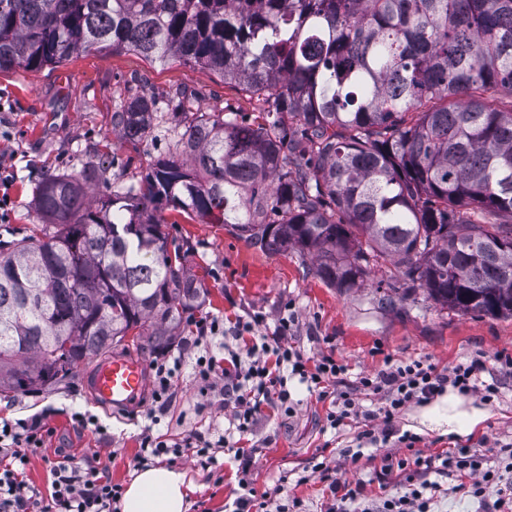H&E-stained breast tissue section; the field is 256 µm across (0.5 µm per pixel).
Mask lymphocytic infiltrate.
Instances as JSON below:
<instances>
[{"label":"lymphocytic infiltrate","instance_id":"f902f5d3","mask_svg":"<svg viewBox=\"0 0 512 512\" xmlns=\"http://www.w3.org/2000/svg\"><path fill=\"white\" fill-rule=\"evenodd\" d=\"M288 329L287 319H280L272 335L262 337L243 351L236 342L244 334L252 333L251 323L238 321L228 327L223 319L213 317L197 327L194 344L199 353L192 364L194 377L202 386H221L224 406L230 411L229 423L239 439L252 434L264 404L276 400L288 405L289 384L295 380L305 384L317 401L327 403L326 421L331 429L344 431L351 422L360 419L368 427L358 437L371 442H385L393 436V423L408 404L429 402L446 388L479 396L489 404L500 397L497 382L484 380L485 362L478 357L447 372L420 361L391 364L376 374L356 377L352 391L333 396L329 388L346 373V366L330 353L309 360L289 343ZM182 367L183 361L178 356L152 363L153 388L147 411L150 420H157L167 411L176 395ZM358 392L368 396L380 394L384 400L362 409L354 399ZM47 434V417L43 414L0 425V457L9 461L8 466L0 469V512H112L122 489L105 480L94 464L66 457L52 462V481L47 491H39L27 483L25 466L31 456L44 452ZM397 438L414 451L412 457L398 463L410 489L398 497L382 498L375 509L363 505L360 486L335 478L326 461L311 459L307 473L329 483L336 495L329 512H431V498L440 494L438 479L442 476L457 478L459 490L475 498L483 499L492 493L505 495L498 466L483 463L473 449L460 447L425 456L415 449L417 435L406 433ZM140 448L139 458L143 461L188 451L206 466L218 465L217 446L198 433L180 444L148 428L142 434ZM255 454L252 447L234 450L240 493L233 512H289L288 505L280 504L272 510L267 501L257 498L251 482ZM428 472L437 474V481L415 485L416 476Z\"/></svg>","mask_w":512,"mask_h":512}]
</instances>
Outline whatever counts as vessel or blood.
<instances>
[{"instance_id":"b4317fda","label":"vessel or blood","mask_w":512,"mask_h":512,"mask_svg":"<svg viewBox=\"0 0 512 512\" xmlns=\"http://www.w3.org/2000/svg\"><path fill=\"white\" fill-rule=\"evenodd\" d=\"M89 384L99 400L121 408L140 398L147 380L141 362L115 354L91 367Z\"/></svg>"}]
</instances>
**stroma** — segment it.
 <instances>
[{
  "label": "stroma",
  "mask_w": 512,
  "mask_h": 512,
  "mask_svg": "<svg viewBox=\"0 0 512 512\" xmlns=\"http://www.w3.org/2000/svg\"><path fill=\"white\" fill-rule=\"evenodd\" d=\"M164 97L181 90L184 110L220 112L229 108L250 120L261 102L227 83L212 71L176 60L152 62L132 52H89L57 67L40 70L16 68L0 73V150L11 155L14 174L8 189L10 215L0 222V247L32 235L39 225L35 193L49 175L78 173L85 162L105 163L104 193H116L140 181L148 159L167 152L169 134L156 125L145 137L128 140L112 127V114L127 88ZM162 214L167 221L168 248L187 251L188 276L202 280L208 302L182 324L171 352L193 359L190 340L195 320L220 318L264 319L255 335H265L283 314L294 316L291 342L310 356L333 353L346 365L345 382L357 375L374 374L386 362L420 360L448 371L473 355H482L487 375L499 385L501 397L483 407L484 419L471 432L443 433L416 429L413 421L420 407L411 405L397 418L399 431H418L420 450L430 454L460 445L479 449L486 460L504 467L505 482L512 483V456L502 445L512 443V373L502 372L499 356L512 355V318L462 314L435 304L422 291L407 289L393 269L371 273L362 287L348 291L326 286L315 274L310 259L295 251L263 252L249 247L224 225L206 224L173 206ZM89 365L52 387L15 397L0 396V420L48 413L52 434L46 457H33L26 467L27 481L44 490L50 484V464L65 457L99 458L107 477L128 485L137 468L141 434L148 426L139 403L115 408L98 400L89 390ZM298 405L288 416L273 405L263 406L250 440L262 449L251 479L256 492L276 491L277 502L298 499L296 512H326L332 502L324 482L298 483L309 458L324 449L327 462L340 479L361 483L366 502L381 494L399 496L407 486L391 466L408 450L395 442L365 444L357 463L346 462L343 450L356 435L348 430L334 435L325 430L326 404L310 397L305 388L291 390ZM96 418L93 426L71 422L73 412ZM228 412L212 395L203 394L191 370H184L177 399L153 426L155 433L174 438L191 432L221 435L228 429ZM173 468L187 472L194 482L190 512H224L237 487V465L225 460L221 476H212L191 453H183Z\"/></svg>",
  "instance_id": "35a3bbf8"
}]
</instances>
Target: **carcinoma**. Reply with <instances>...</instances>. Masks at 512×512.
<instances>
[{"instance_id":"obj_1","label":"carcinoma","mask_w":512,"mask_h":512,"mask_svg":"<svg viewBox=\"0 0 512 512\" xmlns=\"http://www.w3.org/2000/svg\"><path fill=\"white\" fill-rule=\"evenodd\" d=\"M93 50L205 67L264 107L188 117L182 91L130 88L112 126L167 113V155L103 199L93 161L39 185L42 237L0 250L1 395L131 331L172 344L208 290L149 217L163 200L331 288L383 260L443 307L512 317V0H0V72Z\"/></svg>"}]
</instances>
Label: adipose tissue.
<instances>
[{"label": "adipose tissue", "mask_w": 512, "mask_h": 512, "mask_svg": "<svg viewBox=\"0 0 512 512\" xmlns=\"http://www.w3.org/2000/svg\"><path fill=\"white\" fill-rule=\"evenodd\" d=\"M483 410L466 403L456 393L439 397L420 415V422L432 430L464 432L479 423ZM194 484L186 472L151 465L141 469L126 487L121 512H187Z\"/></svg>", "instance_id": "1"}]
</instances>
